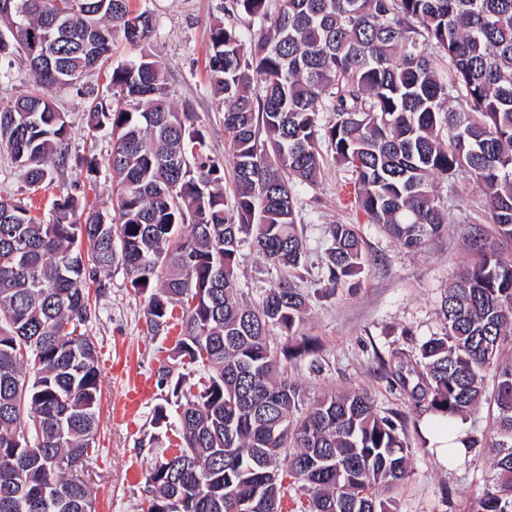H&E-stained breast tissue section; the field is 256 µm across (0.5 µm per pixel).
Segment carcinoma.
Segmentation results:
<instances>
[{
    "mask_svg": "<svg viewBox=\"0 0 512 512\" xmlns=\"http://www.w3.org/2000/svg\"><path fill=\"white\" fill-rule=\"evenodd\" d=\"M224 12L207 64L231 133V204L202 126L171 105L147 50L151 12L129 0H0V54L23 53L35 74L0 111V154L34 186L69 161L71 125L44 89L76 86L120 37L142 47L112 68V98L92 99L86 115L89 130L112 137L111 207L62 192L45 223L23 200L0 197V512H19L20 501L24 512H95L73 473L101 398L97 350L79 329L92 318L88 284L116 262L148 295L153 335L180 325L173 360L207 373L185 394L171 366L158 369L159 386L186 399L183 448L149 471L142 512H239L254 494L282 512L287 477L308 512H394L382 493L409 477L403 415L379 413L355 390L307 396L288 376L305 345L271 336L293 337L304 320L296 186L317 182L325 148L351 172L370 223L410 251L448 223L437 181L465 175L481 190L488 223L461 227L468 260L441 299L443 331L382 365L450 428L489 399L497 473L476 512H512V359L502 356L512 343V0H225ZM244 17L258 27L250 39ZM243 234L279 273L254 303L237 286ZM329 234L319 282L333 290L363 274L367 258L355 225Z\"/></svg>",
    "mask_w": 512,
    "mask_h": 512,
    "instance_id": "carcinoma-1",
    "label": "carcinoma"
}]
</instances>
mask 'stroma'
<instances>
[{
    "label": "stroma",
    "mask_w": 512,
    "mask_h": 512,
    "mask_svg": "<svg viewBox=\"0 0 512 512\" xmlns=\"http://www.w3.org/2000/svg\"><path fill=\"white\" fill-rule=\"evenodd\" d=\"M132 7L149 10L156 19L150 48L165 71L170 100L176 108L195 112L208 154L224 161L230 135L210 94L206 68L209 30L224 20V0H132ZM32 84L24 55L1 58L0 111L13 106ZM46 94L72 127L69 163L55 172L50 187L32 193L20 172L0 156V195L33 196L36 216L45 222L52 218L53 199L63 192L82 197L91 207L109 208L112 179L106 160L111 137L88 133L86 97L70 89L50 88ZM89 156L100 163L93 185L79 166L81 158ZM297 194L298 229L307 246L306 269L296 280L308 301L300 334L316 339L318 349L289 363V377L313 397L336 389L363 391L380 413L399 412L408 421L422 420L423 409L390 387L380 363L398 350L417 351L423 341L440 333L441 298L468 258L460 227L485 219L481 191L470 185L459 193L442 184L448 224L418 254L405 251L380 225L368 222L355 202L350 172L333 156H326L321 179L299 188ZM336 223L358 226L369 266L355 287L326 296L318 280L330 245L327 227ZM237 275L238 286L250 301L277 278L247 243L240 249ZM104 283L96 315L87 325L99 358L100 426L82 473L95 494L96 512H141L146 478L156 459L175 455L182 447L177 421L163 428L152 422L155 407L167 396L157 384L158 369L171 362L174 374L182 375L191 389L197 388L202 372L198 366L172 361L178 330L149 333L146 297L131 288L123 265H113ZM494 416V406L483 402L462 418L466 432L479 445L469 459L448 468L422 447L417 435H410V476L395 494L397 512H472L476 490L495 475L488 449Z\"/></svg>",
    "instance_id": "35a3bbf8"
}]
</instances>
